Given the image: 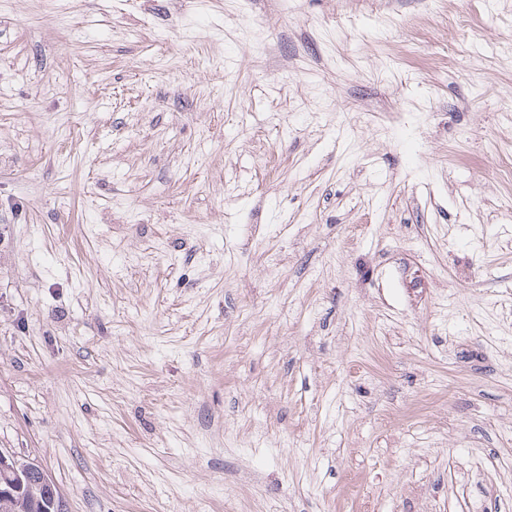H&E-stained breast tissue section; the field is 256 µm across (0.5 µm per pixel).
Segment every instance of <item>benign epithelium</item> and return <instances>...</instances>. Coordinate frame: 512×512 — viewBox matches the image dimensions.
<instances>
[{
  "instance_id": "1",
  "label": "benign epithelium",
  "mask_w": 512,
  "mask_h": 512,
  "mask_svg": "<svg viewBox=\"0 0 512 512\" xmlns=\"http://www.w3.org/2000/svg\"><path fill=\"white\" fill-rule=\"evenodd\" d=\"M40 491V512H62L57 486L37 463L0 450V497Z\"/></svg>"
}]
</instances>
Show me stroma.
Segmentation results:
<instances>
[{
	"mask_svg": "<svg viewBox=\"0 0 512 512\" xmlns=\"http://www.w3.org/2000/svg\"><path fill=\"white\" fill-rule=\"evenodd\" d=\"M512 0H0V448L63 512H512Z\"/></svg>",
	"mask_w": 512,
	"mask_h": 512,
	"instance_id": "35a3bbf8",
	"label": "stroma"
}]
</instances>
